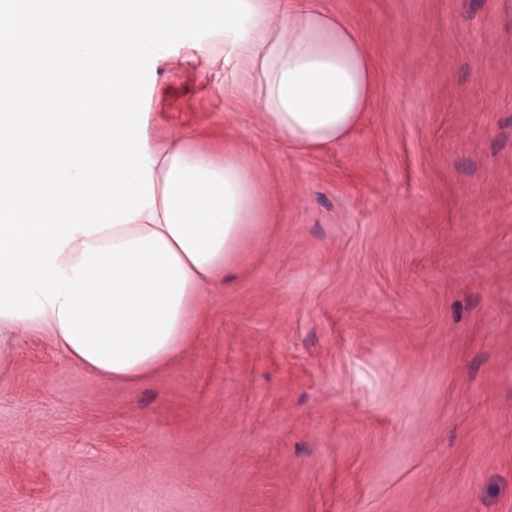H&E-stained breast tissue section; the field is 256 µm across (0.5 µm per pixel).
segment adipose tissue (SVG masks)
I'll list each match as a JSON object with an SVG mask.
<instances>
[{
	"mask_svg": "<svg viewBox=\"0 0 512 512\" xmlns=\"http://www.w3.org/2000/svg\"><path fill=\"white\" fill-rule=\"evenodd\" d=\"M246 34L217 35L232 46L258 75L256 99L270 128L280 137L310 149L346 138L366 112L373 86L367 50L340 17L312 0L276 10L270 0H247ZM155 203L134 221L100 232L76 233L57 257L70 269L85 246H111L159 233L185 272L177 317L162 347L127 368L114 371L85 359L66 340L58 312L46 308L30 318L0 316V353L18 335L47 331L59 353L96 374L133 380L181 350L196 319L205 288L224 279L243 240L257 233L264 219L256 181L257 159L228 149L216 159L205 149L179 141L149 144Z\"/></svg>",
	"mask_w": 512,
	"mask_h": 512,
	"instance_id": "1",
	"label": "adipose tissue"
}]
</instances>
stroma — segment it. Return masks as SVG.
Segmentation results:
<instances>
[{
	"instance_id": "1",
	"label": "stroma",
	"mask_w": 512,
	"mask_h": 512,
	"mask_svg": "<svg viewBox=\"0 0 512 512\" xmlns=\"http://www.w3.org/2000/svg\"><path fill=\"white\" fill-rule=\"evenodd\" d=\"M371 102L307 150L236 54L151 59V137L259 158L271 215L137 382L0 357V512H512V0H317Z\"/></svg>"
}]
</instances>
